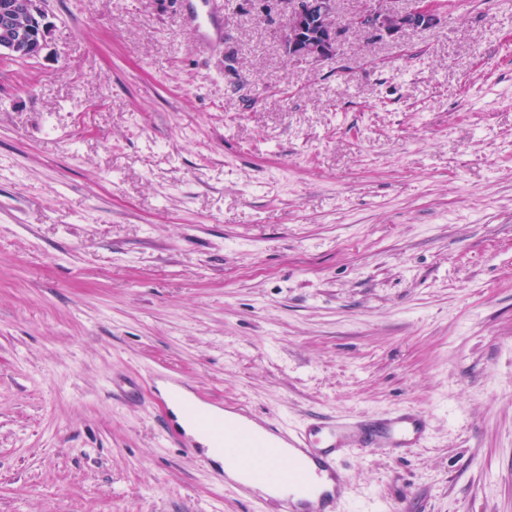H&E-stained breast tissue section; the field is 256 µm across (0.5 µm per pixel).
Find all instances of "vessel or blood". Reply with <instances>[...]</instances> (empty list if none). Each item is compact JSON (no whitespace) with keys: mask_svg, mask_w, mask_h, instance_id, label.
I'll return each mask as SVG.
<instances>
[{"mask_svg":"<svg viewBox=\"0 0 512 512\" xmlns=\"http://www.w3.org/2000/svg\"><path fill=\"white\" fill-rule=\"evenodd\" d=\"M185 409L212 434L226 468L241 474L235 484L238 493L262 497L276 512H340L346 481L341 451L352 446L413 449L428 433L427 415L411 407L374 427L357 416L325 422L310 435H291L266 421L261 437L247 426L209 416L194 404Z\"/></svg>","mask_w":512,"mask_h":512,"instance_id":"vessel-or-blood-1","label":"vessel or blood"}]
</instances>
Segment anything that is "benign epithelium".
Wrapping results in <instances>:
<instances>
[{
    "mask_svg": "<svg viewBox=\"0 0 512 512\" xmlns=\"http://www.w3.org/2000/svg\"><path fill=\"white\" fill-rule=\"evenodd\" d=\"M44 0H0V56L32 59L45 48L51 32ZM284 17L288 55L312 60L336 56L345 31L353 28L397 41L408 30L437 26L438 0H412L404 11L366 5L347 23L336 14L335 0H276Z\"/></svg>",
    "mask_w": 512,
    "mask_h": 512,
    "instance_id": "7a95c632",
    "label": "benign epithelium"
}]
</instances>
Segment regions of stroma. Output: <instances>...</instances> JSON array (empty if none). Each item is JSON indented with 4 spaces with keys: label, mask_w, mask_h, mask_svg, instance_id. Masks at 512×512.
<instances>
[{
    "label": "stroma",
    "mask_w": 512,
    "mask_h": 512,
    "mask_svg": "<svg viewBox=\"0 0 512 512\" xmlns=\"http://www.w3.org/2000/svg\"><path fill=\"white\" fill-rule=\"evenodd\" d=\"M47 0L0 57V512H270L157 385L276 418L422 408L341 512H512V0L289 56L223 0Z\"/></svg>",
    "instance_id": "1"
}]
</instances>
